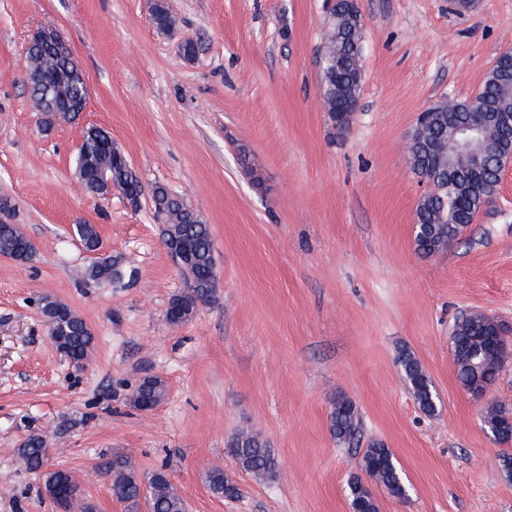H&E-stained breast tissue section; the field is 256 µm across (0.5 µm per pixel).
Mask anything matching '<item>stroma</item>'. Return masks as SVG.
I'll return each mask as SVG.
<instances>
[{"mask_svg":"<svg viewBox=\"0 0 512 512\" xmlns=\"http://www.w3.org/2000/svg\"><path fill=\"white\" fill-rule=\"evenodd\" d=\"M0 0V198L33 242L0 256V512H55L16 450L33 433L100 512H125L97 471L113 453L140 473L165 468L186 512H351L348 482L367 444L390 448L408 498L375 488L379 512H512V479L482 426L512 411V358L479 398L460 385L450 345L461 315L512 330V168L493 201L431 257L414 243L424 185L407 146L419 112L473 98L512 49V0H358L357 110L338 128L323 100L325 0ZM51 23L84 71L89 97L44 126L25 80L30 37ZM192 42L194 58L182 46ZM108 131L144 186L182 195L209 224L215 301L169 324L186 288L149 196L97 200L74 174L88 128ZM94 225L121 281L86 276L97 255L73 227ZM76 310L95 346L74 367L47 335L43 297ZM410 352L439 398L415 401L398 363ZM148 375L167 394L128 403ZM360 413L337 442V397ZM267 441L279 475L241 470L237 433ZM222 468L241 490L208 485Z\"/></svg>","mask_w":512,"mask_h":512,"instance_id":"stroma-1","label":"stroma"}]
</instances>
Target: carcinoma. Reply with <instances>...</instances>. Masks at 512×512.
Masks as SVG:
<instances>
[{"instance_id": "carcinoma-1", "label": "carcinoma", "mask_w": 512, "mask_h": 512, "mask_svg": "<svg viewBox=\"0 0 512 512\" xmlns=\"http://www.w3.org/2000/svg\"><path fill=\"white\" fill-rule=\"evenodd\" d=\"M348 0H336L332 24L326 34L322 55L323 98L327 111L336 112V92L342 91L352 100H358L361 80V53L356 46L361 44L362 26L351 20ZM156 27L163 31L173 28L165 0H157L152 10ZM61 65L51 44L42 42L33 45L26 56V70L50 73ZM434 117L445 118L444 124L432 121L422 139L426 140L440 130L448 131V125L474 113L494 117L502 112L512 113V57L504 54L487 73L475 98L448 105L442 103L432 107ZM496 153L475 174L471 169L448 170L442 167L436 154L424 147L409 154L414 174L432 182L435 191L426 196L420 205V227L414 240L419 252L426 256L438 254L448 248L461 234L462 226L475 220L477 214L494 198L497 183V159L512 149V126L497 125ZM110 140L107 131L91 128L86 133L75 160L78 179L87 192L94 196L101 191L98 169L92 165L81 166L80 162L91 157L112 169V187L129 196L137 192L140 181L129 174L117 152L103 148ZM155 212L163 218V243L171 257L184 272L187 292L175 295L169 301L174 316H166L172 325L191 321L200 305L214 301L217 292L218 273L212 254L210 226L205 224L194 209L180 196L163 185L156 184L149 190ZM442 216L448 217L445 224L438 223ZM76 233L90 251L99 248L100 238L94 225L78 224ZM27 236L19 225L0 222V255L20 263L32 260L34 253L26 248ZM86 276L92 281L102 279L119 280L121 271L104 259L91 265ZM41 314L48 334L58 340L57 348L77 368L83 365L91 352L95 336L84 319L66 304L47 297L41 300ZM502 324L483 314L464 317L452 331L454 360L461 385L472 395L480 396L497 379L502 361L491 355L486 364L476 367L471 363L472 353L485 347L489 340L507 346L502 336ZM399 364L409 383L414 399L420 409L432 414L436 410L432 382L417 358L404 351L399 355ZM166 395L165 382L158 377H147L132 390L130 401L133 407L142 403L158 405ZM330 430L338 442L355 438L359 415L354 403L346 397H338L329 416ZM484 427L495 437L496 443L512 442V412L497 405L487 409L483 416ZM45 439L33 434L18 448V455L27 469L40 471L46 463ZM228 453L239 466L257 476L272 478L277 471V461L266 441L249 433L237 435L230 443ZM362 475H354L348 483L352 512H379L377 500L366 484L370 480L398 498L406 496V486L401 472L395 464L391 450L381 441H375L364 449L361 458ZM102 474L110 478V492L126 505L130 512L138 510L143 491H148L155 512H185V504L175 491L164 469L155 470L143 478L132 470L122 455H114L104 462ZM210 489L220 497H239L237 485L222 472L209 475Z\"/></svg>"}]
</instances>
